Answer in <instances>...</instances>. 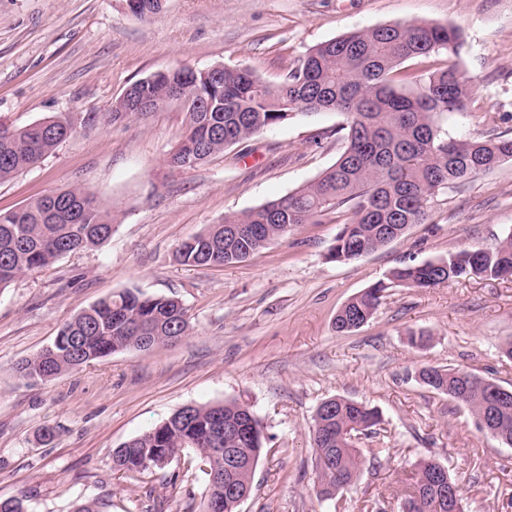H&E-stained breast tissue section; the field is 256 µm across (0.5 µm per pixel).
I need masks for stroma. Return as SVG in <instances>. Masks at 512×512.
Segmentation results:
<instances>
[{
    "label": "stroma",
    "instance_id": "obj_1",
    "mask_svg": "<svg viewBox=\"0 0 512 512\" xmlns=\"http://www.w3.org/2000/svg\"><path fill=\"white\" fill-rule=\"evenodd\" d=\"M459 27L460 66L476 101L448 113L451 135L512 137V0H163L133 16L125 0H0V123L62 115L73 134L35 167L0 182V212L50 191L91 193L112 212L111 239L67 254L0 289V498L30 512H185L207 477L196 457L131 476L112 452L186 405L234 399L262 421L265 450L239 512H326L313 492L309 430L318 404L341 395L380 415L356 438L366 458L344 512H398L415 463L459 477L466 512H512V447L480 431L462 405L418 378L449 366L512 389V277H459L429 288L388 284L374 317L338 334L337 310L403 264L492 248L512 231V160L435 197L426 223L354 261L330 257L335 218L303 224L243 262L188 267L179 245L225 216L296 191L345 150V118L298 115L188 170L167 159L185 114L176 106L112 121L137 80L170 68H246L279 83L309 48L390 22ZM124 290L175 297L190 331L174 346L114 353L49 381L20 380L21 359L61 326ZM411 330L430 339L414 347ZM52 432L44 442V432ZM186 471L188 485L172 473Z\"/></svg>",
    "mask_w": 512,
    "mask_h": 512
}]
</instances>
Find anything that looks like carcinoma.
Here are the masks:
<instances>
[{"instance_id": "cac0c4a2", "label": "carcinoma", "mask_w": 512, "mask_h": 512, "mask_svg": "<svg viewBox=\"0 0 512 512\" xmlns=\"http://www.w3.org/2000/svg\"><path fill=\"white\" fill-rule=\"evenodd\" d=\"M461 33L455 27L421 22H393L358 29L309 49L286 77L272 85L247 69L224 68V85L211 91L203 71L166 70L140 79L133 92L154 107L177 105L185 113L180 146L168 159L180 167L182 155L194 152L197 164L240 144L297 113L321 110L345 116L347 146L336 162L300 189L239 215L224 217L183 242L177 258L189 266L241 262L300 224H320L330 215L344 224L332 257L360 259L401 237L409 226L423 224L440 190L463 186L512 160V137L457 138L442 131L449 112H464L474 90L460 69ZM443 55L441 67L412 70ZM73 133L64 116H53L0 136V181L24 171L51 154ZM114 217L80 188L44 195L23 207L0 212V288L16 277L43 270L59 258L102 247L112 237ZM512 269V231L492 250L462 249L446 259L406 264L388 280L428 288L462 276L497 279ZM386 285L376 284L351 298L336 313L338 333L369 321ZM189 331L187 310L170 297H145L125 290L103 298L59 330L61 339L19 362L21 379L51 380L116 352L172 346ZM426 385L466 407L479 429L487 427L512 439V400L497 403L490 383L466 371L425 366ZM380 421L366 404L336 395L323 400L313 418L311 438L318 501L334 508L359 478L365 459L354 437ZM237 426L229 443L241 449L243 463L224 470V436L210 442L214 426ZM191 449L210 458L219 479L207 484L197 512L210 500L237 512L234 501L249 495L251 465L264 449L263 426L246 406L234 400L187 405L151 430L112 453L115 469L143 474L159 469L171 454ZM439 462L421 459L406 499L410 512H438L432 487Z\"/></svg>"}]
</instances>
